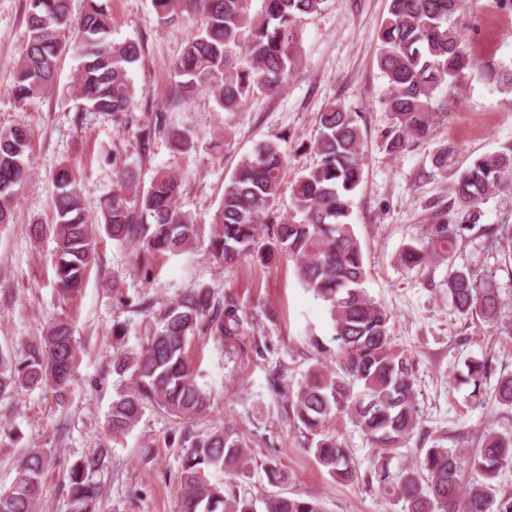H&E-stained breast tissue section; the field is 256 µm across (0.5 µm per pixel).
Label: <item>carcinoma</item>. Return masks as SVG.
<instances>
[{
  "instance_id": "obj_1",
  "label": "carcinoma",
  "mask_w": 512,
  "mask_h": 512,
  "mask_svg": "<svg viewBox=\"0 0 512 512\" xmlns=\"http://www.w3.org/2000/svg\"><path fill=\"white\" fill-rule=\"evenodd\" d=\"M153 0L165 24L197 25L174 64L176 94L208 93L226 112L238 111L261 90L277 93L294 70L298 26L321 9L324 0ZM462 0H390L380 32L377 64L385 87L382 103L395 124L387 148L400 152L433 134L438 93L474 66L466 36L453 18ZM28 38L14 80L16 100L31 102L50 90L62 55L78 53L81 63L72 94L91 112L117 122L137 108L129 69L140 60L142 44L110 39L112 16L103 0H87L78 16L67 0H28ZM163 134L180 153L194 147L192 133L168 126L165 115L138 127L142 152ZM280 134L258 143L243 156L224 184L222 203L211 216L210 258L226 268L241 261L261 264L285 257L316 298L329 305L333 320L331 361L315 359L297 385L288 381V366L271 372L269 390L287 403L284 418L310 433L335 415H345L377 453L366 470L354 461L335 435L322 434L309 446L328 474L349 485L377 488L402 504L401 512H512V490L498 483L512 469V425L489 427L477 444L421 448L410 464L393 465L421 420L411 364L395 342L391 318L363 287L367 269L353 224L352 197L363 179V137L358 114L332 103L320 113L313 148L319 161L291 183L290 213L275 210L288 168ZM31 168L30 133L24 126L0 128V226L12 223L18 189ZM56 223L33 224L36 240L51 235L55 242V285L69 298L79 292L95 263L104 235L137 247L138 276L155 277L154 261L179 255L199 239L202 225L180 208L181 181L157 169L147 186L131 170L115 171V186L101 203V217L89 222L78 177L69 163L52 175ZM512 190V145L475 159L454 186L458 209L446 211L433 224H423L400 250L397 261L409 270L432 261L448 263L442 286L456 313L467 321L486 323L512 340V315L506 314L501 290L512 288L496 279L488 259L512 260V213L499 223L483 224L479 204ZM483 246L468 263L454 258L476 241ZM248 319L233 289L219 293L208 285L184 290L159 313L139 348L112 357V373L124 384L112 402L108 427L114 434L132 430L145 409L157 407L179 420L167 444L180 448L179 512H324L311 495H269L260 500L237 491V479L250 477L254 460L235 426L203 431L189 424L211 409V393L197 381L187 345L209 336L226 345L241 340ZM73 326L58 319L25 358L0 351V398L20 389L46 388L63 401L76 378ZM461 383L482 403L490 395L512 408V373H500L487 357L468 356ZM106 455L97 451L68 470L72 512H97L102 486L97 479ZM52 460L47 448H29L21 458L11 486L0 490V512H39L43 478ZM220 470L229 476L211 481Z\"/></svg>"
}]
</instances>
